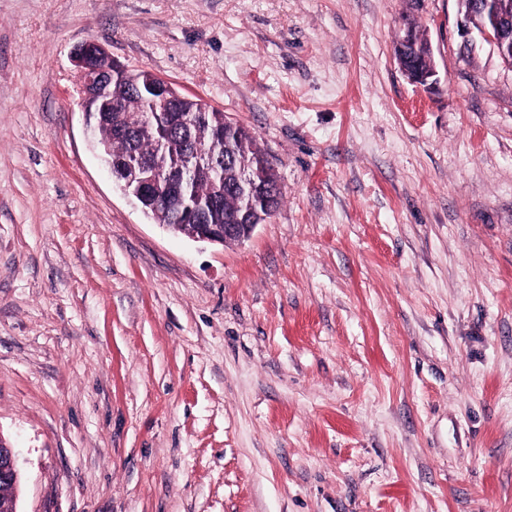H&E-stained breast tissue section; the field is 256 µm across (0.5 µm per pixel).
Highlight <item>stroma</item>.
I'll return each instance as SVG.
<instances>
[{"mask_svg": "<svg viewBox=\"0 0 512 512\" xmlns=\"http://www.w3.org/2000/svg\"><path fill=\"white\" fill-rule=\"evenodd\" d=\"M90 38L255 133L249 241L121 192ZM0 438L19 512H512V67L456 0H0ZM154 203V200L148 203L141 202V206L154 220L182 234L183 229L179 224H186V222L182 217L181 210L173 202L166 204L161 200L156 208ZM20 480L16 449L0 438V485L3 483L16 491Z\"/></svg>", "mask_w": 512, "mask_h": 512, "instance_id": "35a3bbf8", "label": "stroma"}]
</instances>
